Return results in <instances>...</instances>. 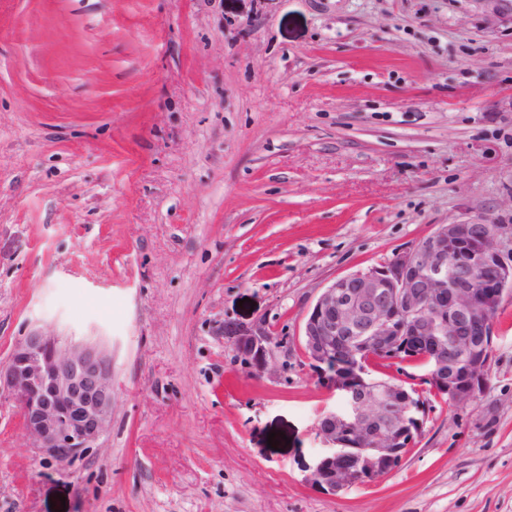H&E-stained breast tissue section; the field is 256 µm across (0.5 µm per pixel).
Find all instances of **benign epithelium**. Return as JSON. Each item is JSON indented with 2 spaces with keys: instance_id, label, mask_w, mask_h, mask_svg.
<instances>
[{
  "instance_id": "obj_1",
  "label": "benign epithelium",
  "mask_w": 512,
  "mask_h": 512,
  "mask_svg": "<svg viewBox=\"0 0 512 512\" xmlns=\"http://www.w3.org/2000/svg\"><path fill=\"white\" fill-rule=\"evenodd\" d=\"M512 224H440L381 267L346 275L318 295L302 332L306 357L342 405L325 412V446L307 477L336 494L397 468L422 421L403 384L370 377L365 357L406 362L417 351L431 362L427 380L450 401L473 398L490 374L491 316L512 288L502 257ZM224 338L253 372H264L277 341L262 328L224 324ZM347 355L338 359L337 350ZM18 408L33 447L68 464L105 435L112 422V357L88 342H61L29 331L0 364V393Z\"/></svg>"
}]
</instances>
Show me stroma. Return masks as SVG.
Masks as SVG:
<instances>
[{
  "label": "stroma",
  "mask_w": 512,
  "mask_h": 512,
  "mask_svg": "<svg viewBox=\"0 0 512 512\" xmlns=\"http://www.w3.org/2000/svg\"><path fill=\"white\" fill-rule=\"evenodd\" d=\"M472 218L512 221V0H0V363L37 328L110 351L114 388L69 464L0 394V512H512V290L481 394L370 360L419 435L306 483L341 405L317 295ZM228 322L275 336L264 373Z\"/></svg>",
  "instance_id": "35a3bbf8"
}]
</instances>
